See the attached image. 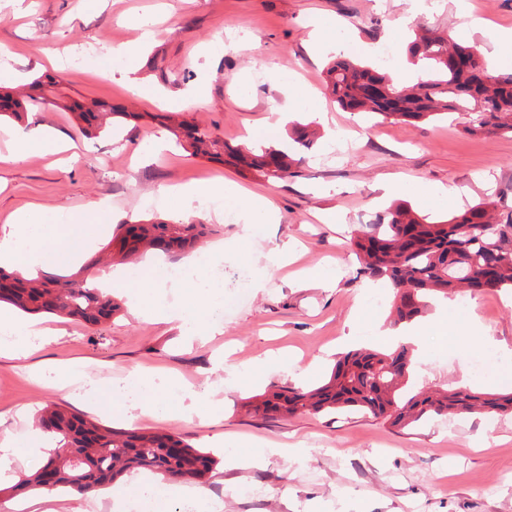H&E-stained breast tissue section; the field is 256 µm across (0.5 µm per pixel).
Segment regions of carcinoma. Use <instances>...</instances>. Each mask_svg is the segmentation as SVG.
I'll return each mask as SVG.
<instances>
[{
	"label": "carcinoma",
	"instance_id": "obj_1",
	"mask_svg": "<svg viewBox=\"0 0 512 512\" xmlns=\"http://www.w3.org/2000/svg\"><path fill=\"white\" fill-rule=\"evenodd\" d=\"M464 49L448 38L419 28L407 53L428 62L427 76L411 87L399 85L379 67L361 66L341 55L324 73V83L335 101L353 112H369L409 124L458 112L467 116L471 135L512 134V72H496L481 57L475 67L486 72L482 80L456 68L453 54ZM56 83L47 75L31 82L22 100L0 92V117L21 119L30 108L56 103ZM80 130L88 136L111 131L112 118L134 120L139 115L96 101L70 106ZM178 144L194 157L223 160L227 156L267 179L292 175V157L270 146L257 153L242 152L212 132L182 119L170 120ZM289 138L299 150H308L315 133L296 125ZM118 225L119 249L113 254L125 262L148 250L179 257L195 249L211 234L210 225L185 222H136ZM353 246L360 259L359 273L387 281L394 289V323L411 324L427 310L432 296L480 291H512V210L496 212V203L484 200L447 220L435 221L405 205L378 217L371 229L356 235ZM97 261L70 275L42 272L36 276L0 269V303L29 314L50 313L91 326L112 319L120 305L112 295L93 285L91 269ZM412 353L402 343L390 351L361 350L340 358L329 379L313 389L277 388L248 401V411L287 418L301 412L320 413L344 408L366 411L394 427H406L433 415L474 412L512 414V392L471 390L407 391ZM36 426L56 440V451L35 472L21 474L0 493L21 494L32 489H69L94 492L135 470H148L172 479L207 483L214 458L170 432L116 429L86 419L64 408L47 405Z\"/></svg>",
	"mask_w": 512,
	"mask_h": 512
}]
</instances>
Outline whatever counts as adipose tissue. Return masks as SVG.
<instances>
[{
  "instance_id": "obj_1",
  "label": "adipose tissue",
  "mask_w": 512,
  "mask_h": 512,
  "mask_svg": "<svg viewBox=\"0 0 512 512\" xmlns=\"http://www.w3.org/2000/svg\"><path fill=\"white\" fill-rule=\"evenodd\" d=\"M9 139V157L15 162L24 160L35 148L48 153L68 148L45 124L36 125L21 135L10 134ZM238 193L237 187L220 180L173 186L166 191L169 211L177 218L202 203L232 199ZM92 245V239L83 233L80 223L61 224L36 209L21 211L11 216L8 231L0 234V267L27 272L41 268L51 256L74 258ZM192 266L199 281L195 285L196 296L188 303H159L157 281L153 278H133L120 272L112 283L118 288L131 289V308L139 317L155 323H176L187 335L203 336L212 326L211 316L224 303V290L216 281L202 283L200 261H193ZM43 334L38 320L0 315V351L11 356H27L33 339ZM54 447L52 437L37 429L31 430L22 443L12 436L0 437V466L24 458L46 457Z\"/></svg>"
}]
</instances>
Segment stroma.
I'll list each match as a JSON object with an SVG mask.
<instances>
[{
	"label": "stroma",
	"mask_w": 512,
	"mask_h": 512,
	"mask_svg": "<svg viewBox=\"0 0 512 512\" xmlns=\"http://www.w3.org/2000/svg\"><path fill=\"white\" fill-rule=\"evenodd\" d=\"M409 0H0V83L18 87L51 73L63 93L58 106L29 113L15 131L45 123L70 143L65 153L35 152L21 162L0 161V231L11 213L41 207L60 222L105 199L108 224L169 221L163 188L224 177L243 194L223 200L241 210L271 201L277 223L265 225L250 244L241 227L212 210L193 209L189 222L213 225L207 247L224 249L206 269L221 275L232 293L246 271L248 298L214 335L190 338L178 328L136 317L128 289L110 323L88 327L43 315L49 336L31 355H0V436L25 438L36 411L56 404L108 427L164 430L217 462L196 512H512V416H438L415 428H398L371 414L304 412L290 418L248 414L249 397L274 386L321 382L349 350L376 347L402 334L389 313L392 288L358 273L351 238L360 211L379 215L405 204L416 213L447 217L480 199L512 207V135L470 136L463 120L393 123L342 109L326 92L323 70L336 52L373 63L378 44L396 45L389 68H408L407 44L415 26L484 45L483 59L497 68L512 47L487 45L469 21L512 29V0H436L409 13ZM410 24H400L403 14ZM154 24L156 42L140 57L137 83L118 48L137 41L134 20ZM320 20L330 50L312 54L308 25ZM61 57L54 70L46 51ZM156 70H149V62ZM309 97L289 104L293 83ZM188 98L185 119L225 141L254 148L269 144L266 121L285 108L286 123H316L320 132L299 164V177L269 182L232 165L190 156L173 142L162 151L147 145L164 126L163 100ZM118 104L138 112L120 120L114 135L89 138L69 110L72 102ZM351 146L340 159L326 157L337 134ZM420 182L425 195H384L391 181ZM296 256L287 267L265 268L262 256L276 244ZM329 270L332 288L304 284L307 272ZM440 298L417 322L424 337L413 351L410 390L467 388L504 391L512 378L475 375L474 351L512 353V293ZM83 363L88 375L119 398L133 371L151 374L155 393L168 400L165 418L128 422L121 406L99 409L82 399L64 368ZM212 393V401L185 410L172 395L179 386ZM263 449L259 466H237L248 448Z\"/></svg>",
	"instance_id": "35a3bbf8"
}]
</instances>
